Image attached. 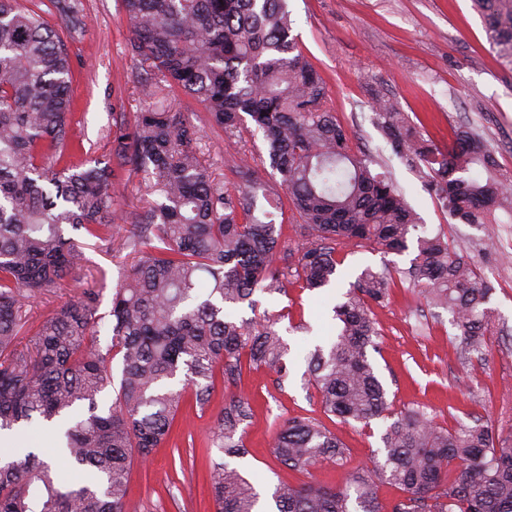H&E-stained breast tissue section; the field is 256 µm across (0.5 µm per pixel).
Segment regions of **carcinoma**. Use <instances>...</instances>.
I'll list each match as a JSON object with an SVG mask.
<instances>
[{"mask_svg":"<svg viewBox=\"0 0 512 512\" xmlns=\"http://www.w3.org/2000/svg\"><path fill=\"white\" fill-rule=\"evenodd\" d=\"M49 2L71 28L85 26L76 3ZM474 2L490 47L512 64V0ZM123 10L128 53L155 81L142 85L147 102L132 118L112 113V154L102 160L70 135L72 78L60 35L36 11L0 0V432L87 406L55 447L0 464V512H131V466L170 440L183 404L205 410L215 372L239 381L245 356L276 373V383L288 378L280 317L239 320L227 310L254 305L259 290L288 294L290 276L304 290L327 286L351 241L403 253L419 224L403 192L354 151L327 108L325 86L292 35L287 0H123ZM164 83L202 102L227 138L241 143L262 132L281 181L261 179L243 158L242 186H224L199 158L196 126L156 101ZM374 123L450 218L489 224L498 210L512 213V184L498 176L494 150L476 129L437 145L383 98ZM117 167L143 173L162 193L127 235L115 226ZM287 219L300 228L288 248L277 230ZM66 225L130 260L112 294L105 349L92 287L28 326L23 299L92 275ZM416 250L404 277L448 310L466 351L483 353L491 285L440 233L417 237ZM391 282L387 267L361 271L333 307L336 335L307 355L305 372L323 413L365 426L388 421L381 457L334 487L277 484L276 512H512L511 439L481 424L448 430L420 409H393L369 358L378 336L371 306L387 300ZM116 357L119 389L102 409ZM179 375L178 388L171 381ZM250 417L249 400L238 395L214 420L210 441L223 454L210 465L216 512H260L254 483L226 462L248 454L240 429ZM272 450L307 475L345 454L336 434L309 417L285 421ZM382 484L407 497L382 503Z\"/></svg>","mask_w":512,"mask_h":512,"instance_id":"carcinoma-1","label":"carcinoma"}]
</instances>
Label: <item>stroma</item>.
Instances as JSON below:
<instances>
[{
  "mask_svg": "<svg viewBox=\"0 0 512 512\" xmlns=\"http://www.w3.org/2000/svg\"><path fill=\"white\" fill-rule=\"evenodd\" d=\"M18 2L39 12L64 40L73 78V130L91 155H109L114 108L133 113L144 104L135 80L139 65L127 53L130 31L120 0H78L85 20L78 33L47 8V0ZM288 9L298 45L322 77L329 107L350 132L354 149L376 156L380 171L391 173L421 219L418 235L445 233L451 247L470 256L493 287L494 324L483 354H467L448 311L428 304L403 278L417 254L413 248L396 254L352 246L336 286L308 291L292 284L284 295L257 294L256 308L242 304L236 313L246 319L281 315V333L291 346L288 379L280 386L268 369L247 367L238 384L215 380L207 411L185 403L172 443L133 465L131 498L138 512H215L208 436L235 394L247 396L252 407L243 425L249 453L240 467L260 490L310 477L333 487L347 473L370 465L382 446L383 421L366 427L324 415L316 390L302 377L307 352L336 332L333 306L367 267L390 268L393 277L389 300L373 308L380 337L371 359L395 410L421 409L448 429L478 419L500 437H512V250L499 246L512 237V215L497 212L492 224L450 219L413 168L392 153L372 111L377 98L391 99L424 138L441 145L455 129L477 126L495 149L500 174L512 180V65L491 50L471 0H288ZM163 100L199 128L204 163L225 184L238 183L239 144L212 125L204 106L190 96L167 93ZM119 193L116 226L125 231L146 207L141 175L123 172ZM84 251L106 274L99 311L107 313L123 259L95 239L86 241ZM295 416L320 419L336 433L347 448L344 463L323 464L309 476L280 465L271 438L279 423Z\"/></svg>",
  "mask_w": 512,
  "mask_h": 512,
  "instance_id": "obj_1",
  "label": "stroma"
}]
</instances>
